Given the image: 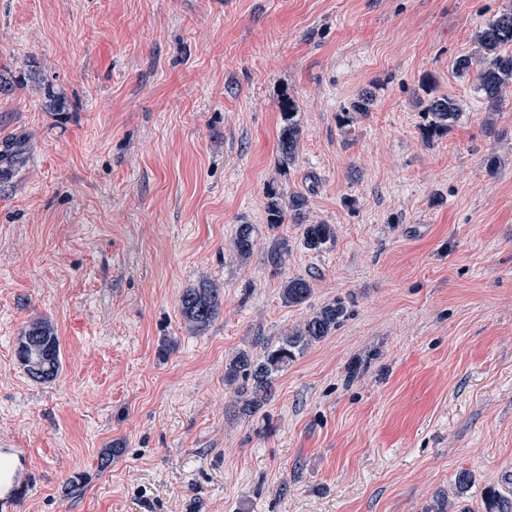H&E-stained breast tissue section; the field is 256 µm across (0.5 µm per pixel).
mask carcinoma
I'll use <instances>...</instances> for the list:
<instances>
[{"label":"carcinoma","instance_id":"carcinoma-1","mask_svg":"<svg viewBox=\"0 0 512 512\" xmlns=\"http://www.w3.org/2000/svg\"><path fill=\"white\" fill-rule=\"evenodd\" d=\"M476 50L455 58L453 69L460 75L473 74L476 90L486 100L492 111L498 110L503 102V91L512 85V8L486 23L475 34ZM372 95L362 91L349 106L337 114L340 127L350 126L357 117L370 111ZM422 134L428 140L448 131V126L460 116V106L448 96H432L423 101ZM301 122L297 104L288 95L280 101V123L278 132L279 166L282 169L292 165L299 151ZM308 197L294 193L283 198L275 188L266 191L265 211L267 223L282 224L286 217L302 229L303 246L314 252H321L335 241V229L330 224L309 220ZM255 226L239 224L236 227L232 246L235 256L242 262L249 260L254 251ZM288 255V240L277 239L265 251L264 261L276 271L282 269ZM312 294V285L304 277L285 279L280 291L282 303L288 307L305 303ZM223 303V292L211 282H202L196 287L186 288L180 295L179 308L189 328L201 333L219 315ZM348 317L346 301L338 297L325 303L309 315L303 323L281 336L277 343L264 345L260 358L242 351L225 365L224 382L234 385L244 380L246 385L237 388L243 401V410L254 413L270 398L272 381L296 357L313 344L335 332ZM18 359L30 378L37 382L53 380L61 367V353L54 328L46 321L30 323L18 338ZM473 475L467 470L457 473L453 498L439 499L431 506V512H471L468 507L459 506V499L473 485ZM484 512H512V490L504 493L492 486L483 491Z\"/></svg>","mask_w":512,"mask_h":512}]
</instances>
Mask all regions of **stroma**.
<instances>
[{"mask_svg":"<svg viewBox=\"0 0 512 512\" xmlns=\"http://www.w3.org/2000/svg\"><path fill=\"white\" fill-rule=\"evenodd\" d=\"M509 8L0 0V448L31 474L14 512H427L462 470L470 507L512 490V87L493 112L452 68ZM363 90L371 112L339 128ZM431 94L461 115L428 141ZM270 185L307 194L334 244L267 224ZM294 276L312 295L288 307ZM203 280L224 302L198 334L179 298ZM339 297L348 320L242 414L229 359ZM37 319L62 355L45 383L16 353ZM279 107V166L281 169H286L292 165L297 158L302 129L298 106L287 94L283 95ZM255 226L252 224H239L236 227L232 246L235 256L242 262L249 260L254 251ZM312 294V285L304 277L286 278L280 291V299L285 306L292 307L305 303Z\"/></svg>","mask_w":512,"mask_h":512,"instance_id":"stroma-1","label":"stroma"}]
</instances>
